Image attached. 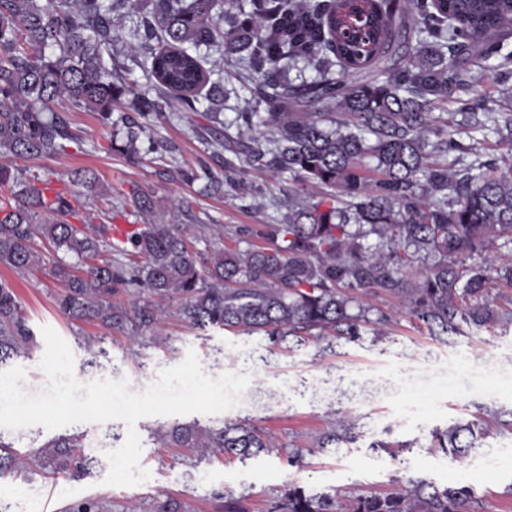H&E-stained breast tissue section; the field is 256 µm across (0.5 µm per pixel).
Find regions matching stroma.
<instances>
[{
    "instance_id": "35a3bbf8",
    "label": "stroma",
    "mask_w": 512,
    "mask_h": 512,
    "mask_svg": "<svg viewBox=\"0 0 512 512\" xmlns=\"http://www.w3.org/2000/svg\"><path fill=\"white\" fill-rule=\"evenodd\" d=\"M65 113L80 148L52 158L18 159L14 166L25 178L48 170L61 178L78 169L92 171L102 187L85 199L94 223L133 229L141 221L133 204L139 191L154 199L160 215L171 213L174 200H184V221L195 236H209L211 225H223L222 245L233 249L244 239L256 247L265 245V225L288 211L287 179L246 167L225 169L200 116L175 106L167 109L151 134L169 146V153L160 160H140L104 151L111 129L98 113L70 106ZM201 159L223 179L221 192L206 189L200 181L174 179L175 168L195 166ZM56 260L54 252H47L42 266L23 276L0 266V276L14 284L37 332L29 352L14 361L25 370L20 386L27 394L47 386L39 367L45 351L40 330L45 326L66 340L83 383L125 378L130 391L140 393L161 369L182 363L191 350L208 376L246 374L250 382L230 410L139 419L140 465L149 477L136 486L105 482L106 454L126 440L123 422L65 426V433L83 435L85 453L96 459L91 475L73 480L34 467L17 477L0 478V512H62L87 498L105 500L109 512H149L162 494L183 499L189 512H224L228 497L240 500L247 512H271L293 482L342 499L392 492L405 476L439 486H471L474 512H512V431L503 425L512 418V288H494L500 296L495 323L454 343L431 336L409 316L402 298L384 292L364 295L363 300L391 316L385 335L378 339L369 331L361 342L332 348L314 342L277 347L255 334L195 330L183 322L176 300L166 303L161 326L142 329L132 339L59 314L55 302L62 284L51 273ZM340 413L355 421L357 440L317 449V438ZM466 422L479 423L485 431L467 457L434 448L433 430ZM176 423L202 429L244 423L269 434L274 447L249 458L213 448H175L160 435ZM375 440L387 442V449H372ZM296 448L304 451L297 467L288 463L289 452Z\"/></svg>"
}]
</instances>
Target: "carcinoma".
I'll return each instance as SVG.
<instances>
[{"label": "carcinoma", "instance_id": "cac0c4a2", "mask_svg": "<svg viewBox=\"0 0 512 512\" xmlns=\"http://www.w3.org/2000/svg\"><path fill=\"white\" fill-rule=\"evenodd\" d=\"M347 0H0V265L24 274L44 263L46 246L72 258L52 275L64 289L59 312L135 337L160 323V304L180 301L192 327L263 334L274 345L297 347L308 338L355 342L370 325L383 335L390 318L358 299L382 290L404 298L411 316L435 336L465 337L498 314L493 282L512 287V162L465 161L471 131L512 142V104L475 118L482 98L447 108L471 60L502 58L501 36L512 32V0H369V25L358 37L345 27ZM130 23L122 27V21ZM416 44L410 45L411 36ZM154 79L135 92L114 48ZM233 63L248 90L235 112L237 136L222 132L216 149L248 167L288 175V196L307 186L321 199L297 201L278 224L266 225V247L219 246L211 228L204 251L187 224H138L124 239L111 225L84 216L82 186L95 176L76 171L64 189L53 179L26 180L12 158H52L78 142L56 106L97 112L123 141L108 151L138 158L167 146L150 133L162 102L176 95L185 112L206 101L207 119L234 91L211 81L212 54ZM318 76L294 84L298 62ZM182 182L217 180L207 162L176 169ZM109 257H103V254ZM148 298L112 303L120 288ZM33 336L12 285L0 279V367L23 354ZM345 414L319 438L322 449L355 440ZM483 430L454 424L434 435L436 447L459 458ZM176 448H216L241 458L269 452L271 439L246 424L201 431L176 424L164 433ZM79 435L61 436L38 450V466L76 479L95 459ZM23 469L0 440V478ZM468 485L442 489L406 478L385 495H358L342 507L329 493L299 485L285 490L275 512H467ZM64 512H108L89 498ZM151 512H187L158 496Z\"/></svg>", "mask_w": 512, "mask_h": 512}]
</instances>
